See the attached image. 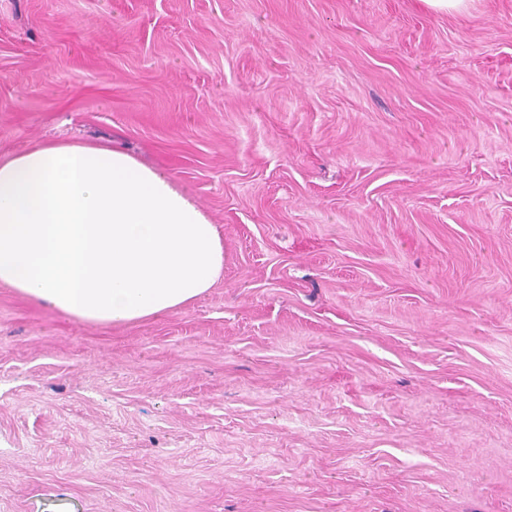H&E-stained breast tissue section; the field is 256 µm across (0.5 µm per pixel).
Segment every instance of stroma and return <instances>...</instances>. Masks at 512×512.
Masks as SVG:
<instances>
[{"mask_svg":"<svg viewBox=\"0 0 512 512\" xmlns=\"http://www.w3.org/2000/svg\"><path fill=\"white\" fill-rule=\"evenodd\" d=\"M216 225L174 311L0 286V512H512V0H0V157Z\"/></svg>","mask_w":512,"mask_h":512,"instance_id":"35a3bbf8","label":"stroma"}]
</instances>
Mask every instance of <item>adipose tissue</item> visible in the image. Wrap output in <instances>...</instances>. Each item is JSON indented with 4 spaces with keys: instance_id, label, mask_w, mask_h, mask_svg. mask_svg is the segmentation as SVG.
<instances>
[{
    "instance_id": "adipose-tissue-1",
    "label": "adipose tissue",
    "mask_w": 512,
    "mask_h": 512,
    "mask_svg": "<svg viewBox=\"0 0 512 512\" xmlns=\"http://www.w3.org/2000/svg\"><path fill=\"white\" fill-rule=\"evenodd\" d=\"M224 271L214 224L125 152L77 143L0 160V284L74 318L176 310Z\"/></svg>"
}]
</instances>
